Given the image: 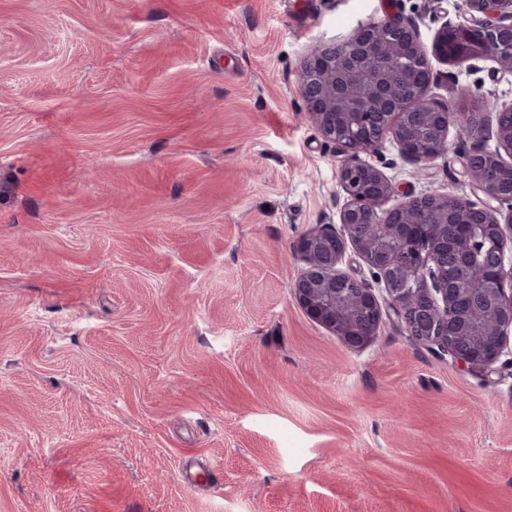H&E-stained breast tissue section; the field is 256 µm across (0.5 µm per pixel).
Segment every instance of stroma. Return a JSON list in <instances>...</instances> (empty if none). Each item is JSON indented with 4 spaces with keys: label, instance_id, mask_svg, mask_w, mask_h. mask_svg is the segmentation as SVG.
Masks as SVG:
<instances>
[{
    "label": "stroma",
    "instance_id": "obj_1",
    "mask_svg": "<svg viewBox=\"0 0 512 512\" xmlns=\"http://www.w3.org/2000/svg\"><path fill=\"white\" fill-rule=\"evenodd\" d=\"M0 0V512H512V357L466 369L393 317L353 350L291 285L343 156L313 47L462 0ZM432 96L512 102L489 60ZM401 193L472 197L451 135ZM221 471L223 486L208 475Z\"/></svg>",
    "mask_w": 512,
    "mask_h": 512
}]
</instances>
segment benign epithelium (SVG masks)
Wrapping results in <instances>:
<instances>
[{
	"label": "benign epithelium",
	"instance_id": "1",
	"mask_svg": "<svg viewBox=\"0 0 512 512\" xmlns=\"http://www.w3.org/2000/svg\"><path fill=\"white\" fill-rule=\"evenodd\" d=\"M462 10V22L438 32L432 54L445 62L488 58L512 74V0H463ZM405 57L429 62L415 27L388 13L340 43L314 47L303 66L300 90L310 118L347 155L339 169L345 203L338 225L321 224L298 237L293 253L303 267L291 292L311 320L352 350L367 346L391 313L413 341L437 347L464 367L489 368L512 346V187L499 188L484 170L489 162L512 159V131L495 126L496 149L466 157L483 204L400 194L360 154L376 152L388 135L403 146L427 131L435 151L402 149L412 162L427 165L448 151L450 130L462 133L469 126L468 113L428 96L431 66L415 81L401 66ZM398 195L396 207L380 209ZM423 206L435 214L424 247L400 234L408 213ZM475 228L484 240L479 268L495 273L483 288L472 287L469 275L452 280L448 274V243L462 256L471 254L468 230ZM350 248L372 280L342 270ZM491 295L497 296L491 328L477 327L469 311Z\"/></svg>",
	"mask_w": 512,
	"mask_h": 512
}]
</instances>
